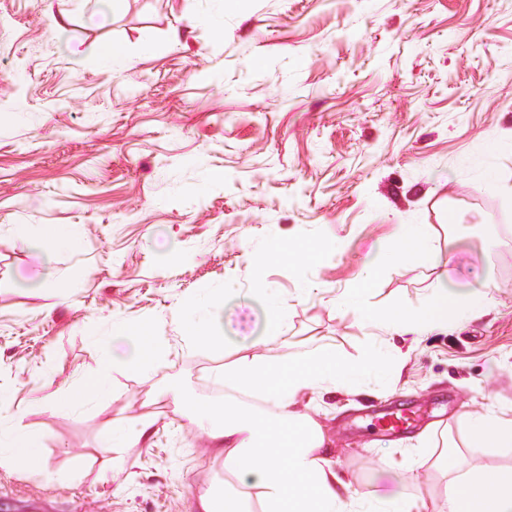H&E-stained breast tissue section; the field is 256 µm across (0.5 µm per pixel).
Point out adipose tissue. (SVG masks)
<instances>
[{
    "instance_id": "obj_1",
    "label": "adipose tissue",
    "mask_w": 512,
    "mask_h": 512,
    "mask_svg": "<svg viewBox=\"0 0 512 512\" xmlns=\"http://www.w3.org/2000/svg\"><path fill=\"white\" fill-rule=\"evenodd\" d=\"M437 252L431 225L395 224L376 261L367 263L359 277L339 296L340 302L385 336L398 333L418 342L427 333L486 313V285L462 294L449 292L444 283L432 288L416 309L395 305L381 310L367 304L365 294L376 278L399 268L412 255L432 260ZM224 294L211 290L204 298L188 299L182 314L191 324L197 343L220 349L224 338L211 325L210 313L223 306ZM112 337H134L136 350L128 359L105 363L93 375L80 377L69 388H57L45 403L70 411L100 395L111 370L123 368L144 377L168 353L166 343L139 326L117 321ZM382 371L378 359L348 360L332 347L286 361L253 354L225 369L220 380L231 398L218 406L198 402L182 393L178 400L203 424L220 455L225 474L245 479L260 490L263 512H421V498L395 490L383 494L358 492L342 478L324 453L326 434L314 414L300 409L299 400L324 390L361 393ZM468 445L472 448H512V416L485 409L467 413ZM39 438L17 424L0 430V466L37 469L42 465ZM455 453L445 457L449 480L444 488L443 512H512V468L460 470Z\"/></svg>"
}]
</instances>
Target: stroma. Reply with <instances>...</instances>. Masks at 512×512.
<instances>
[{"label": "stroma", "mask_w": 512, "mask_h": 512, "mask_svg": "<svg viewBox=\"0 0 512 512\" xmlns=\"http://www.w3.org/2000/svg\"><path fill=\"white\" fill-rule=\"evenodd\" d=\"M125 46L106 71L94 50ZM512 0H0V426L36 431L43 469L0 468V512H197L224 480L206 431L173 388L237 358H346L408 348L378 340L336 302L395 224L433 225V261L378 277V309L420 304L440 275L456 292L493 277L487 314L423 336L399 379L314 396L329 455L361 491L411 488L415 437L362 430L365 414L415 406L429 460L512 467L470 448L465 407L512 414V204L480 189L473 159L512 188ZM75 224L45 254L12 225ZM316 244L314 265L269 258L272 238ZM289 307L264 344L258 289ZM229 290L225 343H195L179 307ZM169 344L149 378L112 372L72 413L41 403L110 356L113 322ZM150 415L148 445L102 451V435Z\"/></svg>", "instance_id": "obj_1"}]
</instances>
